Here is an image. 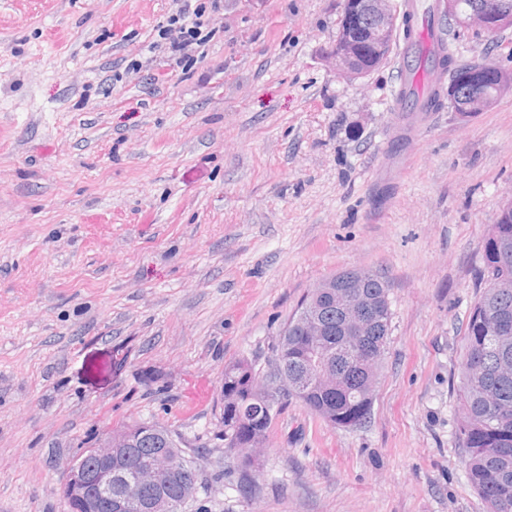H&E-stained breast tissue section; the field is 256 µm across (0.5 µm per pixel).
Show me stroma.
<instances>
[{"label": "stroma", "mask_w": 512, "mask_h": 512, "mask_svg": "<svg viewBox=\"0 0 512 512\" xmlns=\"http://www.w3.org/2000/svg\"><path fill=\"white\" fill-rule=\"evenodd\" d=\"M342 0H222L204 52L157 47L174 0H0V512H63L104 429L180 434L184 512H486L459 461L461 327L512 201V92L470 117L397 112L395 62L336 75ZM512 67V29H461ZM383 274L371 415L291 402L255 492L217 438L224 367L267 368L301 298Z\"/></svg>", "instance_id": "1"}]
</instances>
